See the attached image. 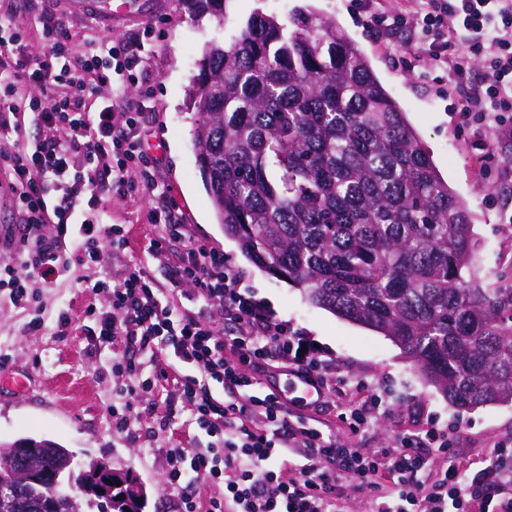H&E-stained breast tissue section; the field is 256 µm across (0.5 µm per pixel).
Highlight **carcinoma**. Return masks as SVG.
<instances>
[{
	"label": "carcinoma",
	"mask_w": 512,
	"mask_h": 512,
	"mask_svg": "<svg viewBox=\"0 0 512 512\" xmlns=\"http://www.w3.org/2000/svg\"><path fill=\"white\" fill-rule=\"evenodd\" d=\"M224 23L225 0H180ZM192 146L218 223L257 266L398 345L459 409L512 400V288L471 274L465 207L360 48L306 5L260 11L204 48ZM50 439L0 443V512H74L46 485L75 477L111 512L141 490ZM112 484H107V481Z\"/></svg>",
	"instance_id": "1"
}]
</instances>
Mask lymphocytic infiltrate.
Here are the masks:
<instances>
[{"label": "lymphocytic infiltrate", "instance_id": "f902f5d3", "mask_svg": "<svg viewBox=\"0 0 512 512\" xmlns=\"http://www.w3.org/2000/svg\"><path fill=\"white\" fill-rule=\"evenodd\" d=\"M408 3V10L373 15L377 34L413 25L433 63L446 66L448 91L461 112L492 122L497 139L512 141V0ZM40 24L30 31L0 21V130L31 134L21 149L0 148L9 203L23 227L0 257V296L25 308L34 283L57 280L74 261L93 269L88 288L106 303L87 305L84 318L102 339L125 348L122 358L100 363L122 379L113 428L136 420V398L157 388L166 393L169 416L187 415L209 438L199 450L165 451L166 481L178 492L181 512H344L347 481L368 494L370 512H512L510 444L495 443L486 465L473 471L449 455L448 431L433 421L404 435L396 452H367L305 422L289 423L277 392L253 395L249 368L273 362L330 393L328 362L312 340L288 331L241 292L223 251L190 241L171 213L149 214L159 229L151 252L176 239L186 243L167 272V288L137 261L98 270L103 250L129 245L125 225L106 222L100 203L168 192L155 177L139 122L152 30L143 29L136 47L105 37L76 58L71 34L54 17ZM35 39L47 49L39 58L28 52ZM104 84L111 88L106 97ZM185 286L196 308L171 301ZM226 321L238 324L236 336L220 334ZM217 384L223 396L215 395ZM422 443L436 450L440 469L419 453ZM287 448L298 458L289 479L278 466ZM198 478L223 484V495L200 501L193 487ZM386 478L395 484L389 494Z\"/></svg>", "mask_w": 512, "mask_h": 512}]
</instances>
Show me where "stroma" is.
I'll return each instance as SVG.
<instances>
[{"label": "stroma", "instance_id": "35a3bbf8", "mask_svg": "<svg viewBox=\"0 0 512 512\" xmlns=\"http://www.w3.org/2000/svg\"><path fill=\"white\" fill-rule=\"evenodd\" d=\"M298 3L285 0L278 6L274 0H227L224 24L219 27L192 20L179 0H145L150 12L147 19L116 24L106 17L60 10L56 0H24L15 23L32 30L45 13H59L77 54L86 50L91 37L132 40L144 26L152 28V49L146 56L152 98L141 122L150 132L151 155L162 160L158 177L172 186L173 193L168 199L137 193L106 203L113 223L128 228L131 245L123 256L104 252L103 270L132 259L163 276L176 258L170 252L149 251L155 229L148 213L174 208L196 240L223 249L244 287L278 319L331 354L335 393L315 405L287 397L289 420L302 419L333 430L341 427L343 412L377 394L384 404L368 431L354 436L358 447L395 449L400 435L436 419L448 428L452 453L464 464L479 462L494 443L512 439V402L466 410L452 406L388 337L310 304L302 290L259 269L215 218L192 150L194 114L188 107V89L202 50L211 40L233 39L255 11L284 21ZM311 4L333 17L364 52L386 91L421 136L442 177L465 203L478 241L475 275L481 286H512V223L503 221L512 214V142L495 141L492 130L480 124L460 130L459 114L448 97V76L444 69L431 66L409 28L385 38L373 32L370 14L395 11L399 0H373L367 9L356 7L355 0H311ZM486 142L492 145L494 161L485 159L482 145ZM88 276V269L74 264L65 277L38 285L45 328L37 336L21 331L31 310L0 301V348L12 355L8 370L29 379L25 391L0 386V442L23 436L54 439L74 452L78 467L105 461L114 475L141 487L142 512H178V494L165 481L160 451L199 448L207 437L185 419L169 420L163 397L153 392L137 399L140 420L130 431L113 430L114 378L99 371L98 355L113 353L114 348L83 327V309L92 299L84 289ZM62 310L71 318L64 336L56 328Z\"/></svg>", "mask_w": 512, "mask_h": 512}]
</instances>
